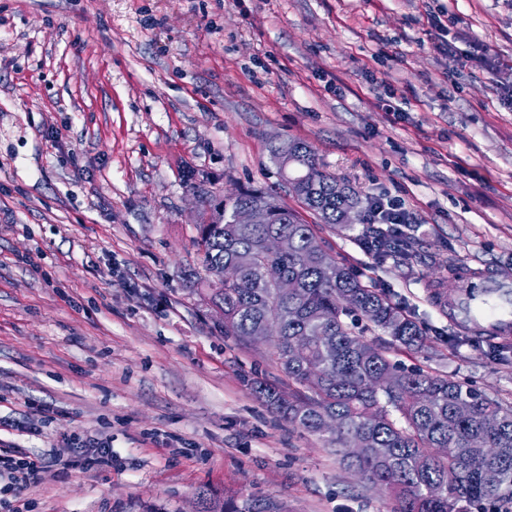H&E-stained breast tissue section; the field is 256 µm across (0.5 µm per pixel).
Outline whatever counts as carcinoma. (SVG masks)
Instances as JSON below:
<instances>
[{"label": "carcinoma", "mask_w": 512, "mask_h": 512, "mask_svg": "<svg viewBox=\"0 0 512 512\" xmlns=\"http://www.w3.org/2000/svg\"><path fill=\"white\" fill-rule=\"evenodd\" d=\"M271 155L283 180L301 177L297 198L322 223L357 230L355 241L379 258H412L416 237L362 223L358 191L321 170L311 146L288 140L271 146ZM267 198L261 190L212 198L215 220L198 225L205 271L216 277L224 268V282L207 289L224 336L247 345L266 321L281 326L274 362L294 390L285 401L278 384L247 377L252 393L294 428L322 437L347 469L392 498L393 512H472L487 500L512 501V407L446 375L402 369L391 353L427 348L421 326L336 260L288 206L276 207L269 224L234 223L239 207ZM275 234L288 236V253L265 252ZM269 263L295 280L294 295L283 298L268 283ZM375 331L388 336L386 345L365 340ZM326 416L337 424L329 434L321 427ZM352 442L360 448L353 459L344 453Z\"/></svg>", "instance_id": "carcinoma-1"}]
</instances>
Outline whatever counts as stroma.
<instances>
[{"label": "stroma", "mask_w": 512, "mask_h": 512, "mask_svg": "<svg viewBox=\"0 0 512 512\" xmlns=\"http://www.w3.org/2000/svg\"><path fill=\"white\" fill-rule=\"evenodd\" d=\"M447 13L431 46L429 15ZM512 0H0V458L47 457L15 512H392L245 385L272 347L225 338L187 276L201 199L259 189L406 307L394 360L512 404V339L452 324L428 286L512 285ZM310 144L420 245L378 262L287 192ZM112 450L86 468L80 438Z\"/></svg>", "instance_id": "1"}]
</instances>
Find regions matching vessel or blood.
Listing matches in <instances>:
<instances>
[{
  "label": "vessel or blood",
  "instance_id": "b4317fda",
  "mask_svg": "<svg viewBox=\"0 0 512 512\" xmlns=\"http://www.w3.org/2000/svg\"><path fill=\"white\" fill-rule=\"evenodd\" d=\"M463 286L448 304V318L482 335L512 334V288L498 284L489 270L460 269Z\"/></svg>",
  "mask_w": 512,
  "mask_h": 512
}]
</instances>
